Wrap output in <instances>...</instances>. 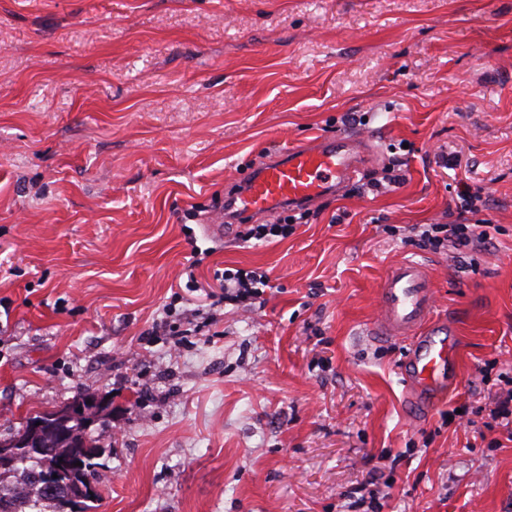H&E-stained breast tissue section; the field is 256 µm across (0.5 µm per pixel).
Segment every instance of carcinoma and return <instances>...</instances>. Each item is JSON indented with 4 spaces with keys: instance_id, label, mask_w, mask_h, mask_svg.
Here are the masks:
<instances>
[{
    "instance_id": "obj_1",
    "label": "carcinoma",
    "mask_w": 512,
    "mask_h": 512,
    "mask_svg": "<svg viewBox=\"0 0 512 512\" xmlns=\"http://www.w3.org/2000/svg\"><path fill=\"white\" fill-rule=\"evenodd\" d=\"M90 397L78 395L72 420L65 426H46L37 435L41 446L38 459L19 460L8 468H0V512H90L91 498H99L96 488L95 459L103 449L89 432L92 425L84 411L89 409ZM65 466L58 468L56 464ZM52 479L57 491L46 485ZM91 489L76 502L77 508H63V499L76 485Z\"/></svg>"
}]
</instances>
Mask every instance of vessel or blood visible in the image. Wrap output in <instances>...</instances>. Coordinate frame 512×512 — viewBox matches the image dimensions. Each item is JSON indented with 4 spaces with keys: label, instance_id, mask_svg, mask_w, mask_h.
<instances>
[{
    "label": "vessel or blood",
    "instance_id": "vessel-or-blood-1",
    "mask_svg": "<svg viewBox=\"0 0 512 512\" xmlns=\"http://www.w3.org/2000/svg\"><path fill=\"white\" fill-rule=\"evenodd\" d=\"M362 137H317L308 147L278 152L258 167L243 188L225 202V211L243 217L267 216L279 204L304 205L356 176L363 158ZM376 318L379 335L411 338L404 366L414 396L437 393L455 382L458 354L454 338L440 327H428L434 289L421 261L406 260L387 273L379 289Z\"/></svg>",
    "mask_w": 512,
    "mask_h": 512
}]
</instances>
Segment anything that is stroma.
Returning <instances> with one entry per match:
<instances>
[{"label": "stroma", "mask_w": 512, "mask_h": 512, "mask_svg": "<svg viewBox=\"0 0 512 512\" xmlns=\"http://www.w3.org/2000/svg\"><path fill=\"white\" fill-rule=\"evenodd\" d=\"M341 134L374 163L287 239L210 233L256 162ZM395 157L403 184L358 192ZM466 185L491 251L403 243ZM409 258L460 357L421 416L408 340L375 334ZM190 267L273 287L175 353L149 330L195 308ZM510 371L512 0H0V440L109 398L95 512H354L372 470L381 512H512V442L485 426Z\"/></svg>", "instance_id": "obj_1"}]
</instances>
